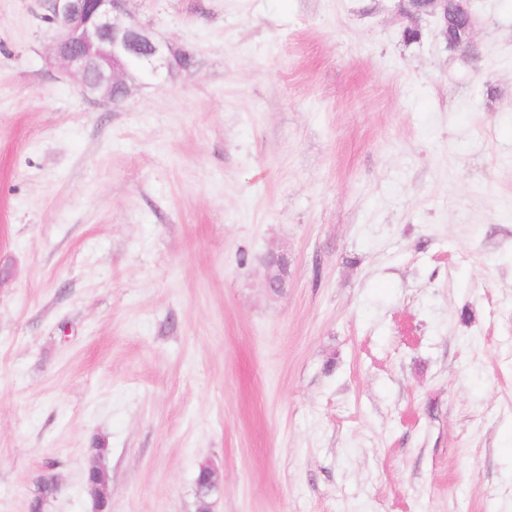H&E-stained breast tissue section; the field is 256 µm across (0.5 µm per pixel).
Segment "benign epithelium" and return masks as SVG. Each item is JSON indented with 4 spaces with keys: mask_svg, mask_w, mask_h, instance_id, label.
I'll list each match as a JSON object with an SVG mask.
<instances>
[{
    "mask_svg": "<svg viewBox=\"0 0 512 512\" xmlns=\"http://www.w3.org/2000/svg\"><path fill=\"white\" fill-rule=\"evenodd\" d=\"M126 2L51 0L50 19L56 28L52 51L86 97L116 103L130 96L129 82L134 77L181 69L178 60L186 49L152 38L131 18ZM468 2L461 0L460 4L466 19V40L460 44L464 55L477 23L467 9ZM265 265V287L272 293L280 291L284 285L281 271L288 263L271 254Z\"/></svg>",
    "mask_w": 512,
    "mask_h": 512,
    "instance_id": "benign-epithelium-1",
    "label": "benign epithelium"
}]
</instances>
